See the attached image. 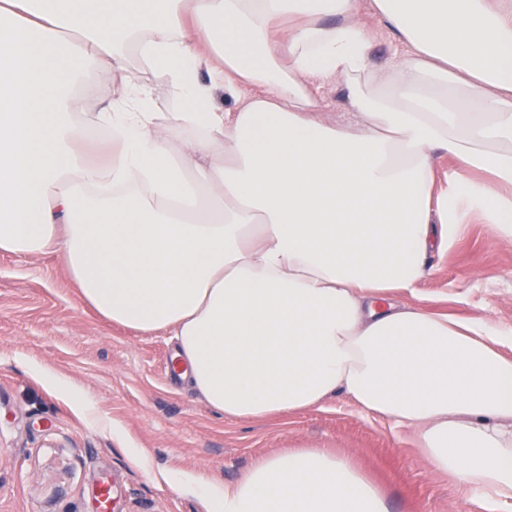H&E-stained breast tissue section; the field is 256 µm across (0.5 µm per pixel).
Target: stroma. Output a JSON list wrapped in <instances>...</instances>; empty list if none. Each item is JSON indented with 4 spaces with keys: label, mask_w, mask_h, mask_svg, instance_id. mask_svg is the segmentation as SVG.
I'll list each match as a JSON object with an SVG mask.
<instances>
[{
    "label": "stroma",
    "mask_w": 512,
    "mask_h": 512,
    "mask_svg": "<svg viewBox=\"0 0 512 512\" xmlns=\"http://www.w3.org/2000/svg\"><path fill=\"white\" fill-rule=\"evenodd\" d=\"M417 300L512 327V241L472 216ZM170 334L138 336L85 305L59 252L0 254V512H96L100 478L112 512H204L203 473L235 483L258 458L328 448L372 475L389 512H512L433 470L412 432L363 416L343 395L262 422L227 421L170 376ZM84 391L74 407L52 377ZM144 460L137 466L127 451ZM178 475L181 487L166 474Z\"/></svg>",
    "instance_id": "35a3bbf8"
}]
</instances>
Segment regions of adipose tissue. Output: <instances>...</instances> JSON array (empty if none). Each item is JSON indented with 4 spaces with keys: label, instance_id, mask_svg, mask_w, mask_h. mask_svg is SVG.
<instances>
[{
    "label": "adipose tissue",
    "instance_id": "obj_1",
    "mask_svg": "<svg viewBox=\"0 0 512 512\" xmlns=\"http://www.w3.org/2000/svg\"><path fill=\"white\" fill-rule=\"evenodd\" d=\"M371 12L405 48L383 68L358 0H0V253L57 249L101 318L171 331L178 374L224 419L340 393L507 501L512 329L395 296L417 295L469 213L512 241V10ZM332 81L350 115L328 123ZM104 85L107 106L75 114ZM90 129L104 164L78 147ZM193 490L206 512H388L323 448Z\"/></svg>",
    "mask_w": 512,
    "mask_h": 512
}]
</instances>
